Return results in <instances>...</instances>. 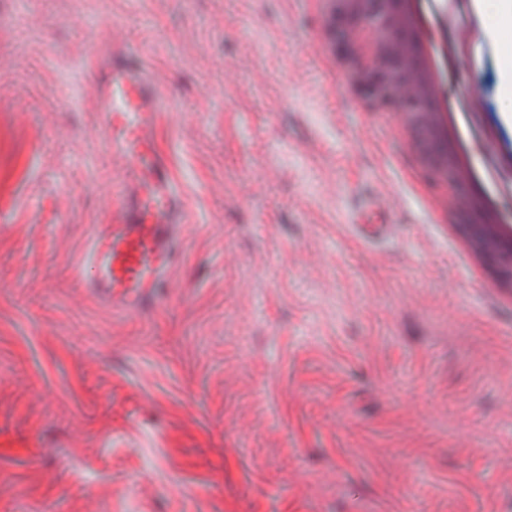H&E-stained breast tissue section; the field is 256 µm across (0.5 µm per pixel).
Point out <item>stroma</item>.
<instances>
[{
	"label": "stroma",
	"mask_w": 512,
	"mask_h": 512,
	"mask_svg": "<svg viewBox=\"0 0 512 512\" xmlns=\"http://www.w3.org/2000/svg\"><path fill=\"white\" fill-rule=\"evenodd\" d=\"M434 21L512 199V17ZM317 0H0V512H512V287L429 221ZM140 49L187 198L147 306L77 262L123 165L91 39ZM387 187L388 224L357 201Z\"/></svg>",
	"instance_id": "stroma-1"
}]
</instances>
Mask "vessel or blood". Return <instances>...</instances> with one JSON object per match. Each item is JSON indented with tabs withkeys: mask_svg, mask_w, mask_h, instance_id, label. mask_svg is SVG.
Returning a JSON list of instances; mask_svg holds the SVG:
<instances>
[{
	"mask_svg": "<svg viewBox=\"0 0 512 512\" xmlns=\"http://www.w3.org/2000/svg\"><path fill=\"white\" fill-rule=\"evenodd\" d=\"M170 102L158 93L144 63L129 54L101 68L96 109L104 117V146L124 162L112 188L114 205L108 231L96 236L83 262L97 270L96 285L115 290L119 300L145 302L172 268L186 200L153 139V124Z\"/></svg>",
	"mask_w": 512,
	"mask_h": 512,
	"instance_id": "obj_1",
	"label": "vessel or blood"
}]
</instances>
